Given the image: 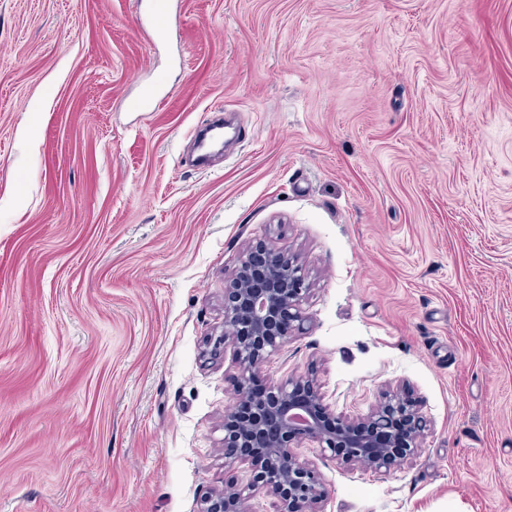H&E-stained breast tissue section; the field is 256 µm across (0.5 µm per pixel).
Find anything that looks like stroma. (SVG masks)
<instances>
[{
	"instance_id": "1",
	"label": "stroma",
	"mask_w": 512,
	"mask_h": 512,
	"mask_svg": "<svg viewBox=\"0 0 512 512\" xmlns=\"http://www.w3.org/2000/svg\"><path fill=\"white\" fill-rule=\"evenodd\" d=\"M260 243L311 282L263 375L429 423L386 474L302 442L324 512H512V0H0V512L247 482L238 367L201 350Z\"/></svg>"
}]
</instances>
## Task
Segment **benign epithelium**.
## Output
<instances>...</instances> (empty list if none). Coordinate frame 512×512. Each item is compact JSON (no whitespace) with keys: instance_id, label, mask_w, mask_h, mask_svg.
<instances>
[{"instance_id":"1","label":"benign epithelium","mask_w":512,"mask_h":512,"mask_svg":"<svg viewBox=\"0 0 512 512\" xmlns=\"http://www.w3.org/2000/svg\"><path fill=\"white\" fill-rule=\"evenodd\" d=\"M307 276L287 247L246 250L224 287V332L204 342L215 357L230 346L238 366L237 401L224 411V467L251 466L246 484L205 496L196 512H247L257 496L272 497L278 512H322L327 490L315 468L294 454L303 441L347 465L386 473L414 455L428 428L420 404L389 386L365 416L344 419L324 403L313 375L265 381L259 365L277 354L304 316Z\"/></svg>"}]
</instances>
